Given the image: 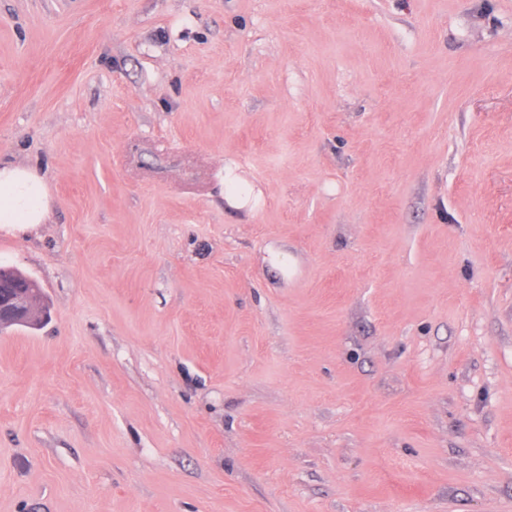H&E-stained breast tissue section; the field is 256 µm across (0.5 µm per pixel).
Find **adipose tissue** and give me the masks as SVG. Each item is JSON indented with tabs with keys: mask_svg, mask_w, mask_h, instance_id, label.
I'll return each mask as SVG.
<instances>
[{
	"mask_svg": "<svg viewBox=\"0 0 512 512\" xmlns=\"http://www.w3.org/2000/svg\"><path fill=\"white\" fill-rule=\"evenodd\" d=\"M50 199L43 179L31 168L0 166V229L37 230L50 220Z\"/></svg>",
	"mask_w": 512,
	"mask_h": 512,
	"instance_id": "1",
	"label": "adipose tissue"
}]
</instances>
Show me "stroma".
<instances>
[{
    "label": "stroma",
    "instance_id": "obj_1",
    "mask_svg": "<svg viewBox=\"0 0 512 512\" xmlns=\"http://www.w3.org/2000/svg\"><path fill=\"white\" fill-rule=\"evenodd\" d=\"M0 161V512H512V0H0ZM47 186L31 168L0 163V231H36L50 220ZM12 272L0 268V324L23 323L28 319V300L23 287L13 280Z\"/></svg>",
    "mask_w": 512,
    "mask_h": 512
}]
</instances>
